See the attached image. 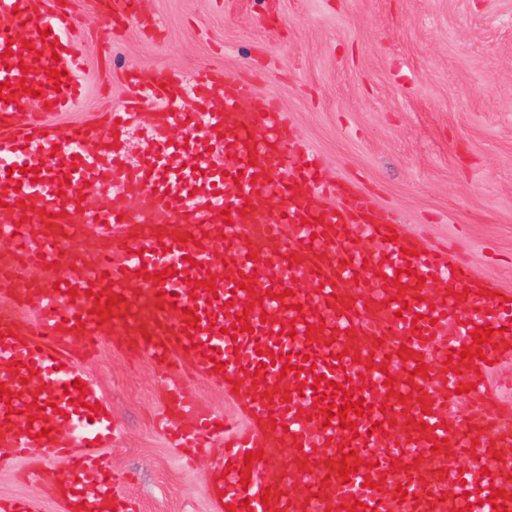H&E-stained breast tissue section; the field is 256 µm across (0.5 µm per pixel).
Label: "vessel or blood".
<instances>
[{
    "instance_id": "obj_1",
    "label": "vessel or blood",
    "mask_w": 512,
    "mask_h": 512,
    "mask_svg": "<svg viewBox=\"0 0 512 512\" xmlns=\"http://www.w3.org/2000/svg\"><path fill=\"white\" fill-rule=\"evenodd\" d=\"M104 17L119 39L127 19L144 17L143 0H107ZM79 32L61 0H0V252L12 258L0 280L46 263L63 270L29 283L0 312V468L34 447L44 464L65 455V512L78 504L101 512L108 501L114 512H137L117 494L102 453L114 434L109 416L83 406L96 400L94 385L81 402L72 387L75 359L95 356L109 328L126 354L239 395L242 426L177 388L163 410L185 457L224 447L217 472L228 512H512V432L501 423L512 404L487 384L512 355V301L494 296L452 250L403 233L388 241L395 220L325 180L278 104L238 74L135 73L122 106L59 129L53 116L83 91ZM23 58L32 62L26 73ZM52 68L64 70L60 81L49 80ZM189 93L191 112L182 105ZM144 103L152 107L146 148L131 166L122 146ZM190 123L191 139H175ZM214 146L229 158L224 168L210 164ZM105 290L120 303H98ZM24 308L35 310L34 322L18 317ZM188 309L198 325L187 324ZM243 314L249 331L228 335ZM487 326L489 343L476 344L473 331ZM465 346L482 347V357L457 360ZM403 347L410 357H400ZM32 373L72 405L29 420L30 395L18 384ZM319 375L329 388L314 389ZM461 389L471 409L448 417ZM349 398L368 413L324 422L322 410L344 409ZM345 420L355 430L342 428ZM257 450L262 459L246 462ZM348 450L364 466L345 481L333 464ZM466 454L479 464L463 473Z\"/></svg>"
}]
</instances>
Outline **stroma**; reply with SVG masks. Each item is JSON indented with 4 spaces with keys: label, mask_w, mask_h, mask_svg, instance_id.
I'll return each instance as SVG.
<instances>
[{
    "label": "stroma",
    "mask_w": 512,
    "mask_h": 512,
    "mask_svg": "<svg viewBox=\"0 0 512 512\" xmlns=\"http://www.w3.org/2000/svg\"><path fill=\"white\" fill-rule=\"evenodd\" d=\"M69 7L88 31L86 92L59 126L121 105L124 68L243 73L320 154L328 179L419 243L451 244L512 293V0H146L158 31L131 19L110 47L99 0ZM78 366L119 429L105 454L139 512H217L206 476L221 453L183 463L155 424L166 385L154 363L129 361L108 339ZM27 468L0 470V500L61 512Z\"/></svg>",
    "instance_id": "stroma-1"
}]
</instances>
